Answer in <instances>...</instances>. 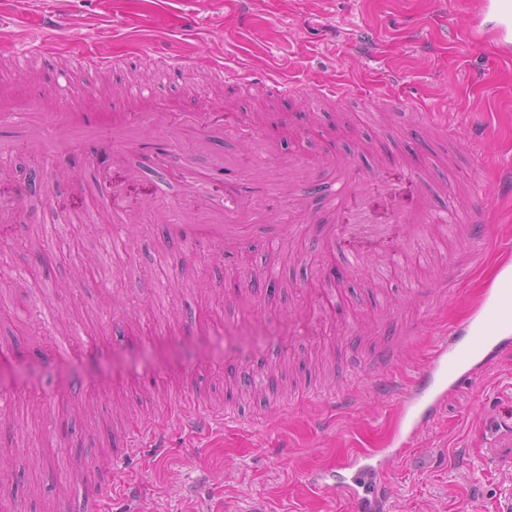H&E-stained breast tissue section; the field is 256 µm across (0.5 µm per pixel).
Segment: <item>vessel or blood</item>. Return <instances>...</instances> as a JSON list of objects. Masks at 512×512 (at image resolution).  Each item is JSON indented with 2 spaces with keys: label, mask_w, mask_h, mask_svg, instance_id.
Masks as SVG:
<instances>
[{
  "label": "vessel or blood",
  "mask_w": 512,
  "mask_h": 512,
  "mask_svg": "<svg viewBox=\"0 0 512 512\" xmlns=\"http://www.w3.org/2000/svg\"><path fill=\"white\" fill-rule=\"evenodd\" d=\"M490 12L499 18L502 59L511 62L512 0H471L470 33L478 35L481 19ZM50 53V41L42 38L13 49L11 56L16 66L24 69ZM70 63L77 69L89 72L107 71L114 66L111 56L100 50L75 54ZM208 71L220 82L246 92L259 89L272 98L300 91L298 85L283 80L277 74L269 73L258 78L245 65L231 66L220 58L210 62ZM101 134L106 135L108 148L114 150L128 149L141 136L139 128L125 120L105 128L95 120H76L67 112H56L49 116L40 112H0V157L10 155L17 147L24 145L62 158L72 146ZM246 143L253 160L246 174L248 182L253 185L274 183L279 197L285 198L286 210L291 213L294 222L311 223L307 200L294 192L298 177L295 161L279 159L281 176L276 180L271 179L262 166L264 158L274 152L271 144L253 136L247 137ZM326 162L335 166L336 179L322 188L321 194L333 209H343L345 201L358 196L361 187L374 179L373 173L356 170L350 161L330 156ZM489 214L490 207L484 199L474 197L461 203L452 196L442 208L407 214L403 220L408 224H417L418 229L414 231L410 245L421 253L430 251L435 244L434 238L423 232V225L443 226L458 220L464 222L469 263L453 266L450 281L455 284L466 278L471 267L480 265L485 258L492 238ZM160 220L165 224L164 232L168 238L187 245L196 244L198 239L203 238L226 255L248 239L264 237L274 240L288 233L287 225L270 223L269 215L264 211H244L236 199L225 201L223 209L216 212L206 224H174L166 213L161 214ZM339 231L352 239L380 238L385 234L384 227L361 220L341 225ZM497 269L504 274L501 282L496 287L484 290L471 308L464 326L451 330L432 345L424 365L409 386L399 387L393 374L395 364L412 342L411 337L398 336L375 344L358 372L341 377L337 392L323 393L322 401L327 409L334 414L349 409L351 393L368 385L377 394L396 401L400 419L410 422L408 437H415L435 417L451 391L459 384L484 374L504 351L512 349V272L503 262L498 264ZM172 418L179 427L194 433H206L237 420L233 412L203 402L191 394L173 409ZM122 446L128 456L145 448L162 451L166 446V431L158 427L155 421L139 422L125 430ZM400 454L397 448L364 450L339 463L340 469L352 471L350 481L328 484L323 475L316 474L310 476L309 482L314 488L324 487L328 492L347 497L352 512H365L369 500L381 501L386 496V473L381 466L375 465V458L397 457Z\"/></svg>",
  "instance_id": "vessel-or-blood-1"
}]
</instances>
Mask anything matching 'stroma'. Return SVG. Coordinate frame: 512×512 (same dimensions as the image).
<instances>
[{"label":"stroma","instance_id":"obj_1","mask_svg":"<svg viewBox=\"0 0 512 512\" xmlns=\"http://www.w3.org/2000/svg\"><path fill=\"white\" fill-rule=\"evenodd\" d=\"M61 6L65 19L49 34L54 55L36 71L10 74L9 48ZM468 25V0H0L1 112H99L110 102L138 122L171 102L207 126L223 125L214 152L237 146L236 128H253L277 155L311 159L324 148L392 186L359 200L369 223L389 234L359 244L373 271L346 274L348 245L331 228L347 218L318 197L317 223L272 244L251 241L227 259L204 243L168 242L153 226L155 209H207L236 179L226 170L189 194L190 158H209L197 156L179 124L144 127L129 152L86 142L61 167L25 148L1 162L0 212L12 210L23 227L15 247L0 250V281L10 284L4 308L17 312L0 317V395L24 411L15 427L0 428V471L10 472L16 512H78L96 496L101 512H350L306 475L335 471L355 448L387 447L395 407L365 391L335 416L319 401L293 410L290 391L317 381L335 391L377 336L415 322L418 345L396 370L400 382L411 381L430 345L490 286L497 264L489 259L431 315L416 308L412 289L447 277L461 239L450 233L423 258L408 248L412 229L400 215L442 200L422 197L404 177L407 165L424 179L451 180L459 199L479 193L492 205L495 236L512 242V206L501 202L496 177L512 163V64L490 38L469 39ZM87 48L115 56L110 74L71 66L70 55ZM155 50L181 58L183 70L156 84L150 100H127L126 84L151 78ZM214 56L302 81L311 93L335 80L357 98L323 112L300 96L272 106L241 100L228 85H206L201 66ZM379 97L395 99L399 111L362 120ZM427 112L447 113L465 136L484 140L488 166L467 168L462 150L419 122ZM30 171L56 185L55 194L19 196ZM125 210L140 221L124 225L131 255L115 263L100 245L113 213ZM329 288L333 308L309 302ZM193 391L237 411V423L191 442L169 430L164 455L133 456L122 472L140 485L137 496L104 490L124 429L162 419ZM510 407L512 354L449 393L408 452L390 461L389 512H466L472 499L484 512H512V436L500 427ZM76 462L87 479L73 493L61 477Z\"/></svg>","mask_w":512,"mask_h":512}]
</instances>
